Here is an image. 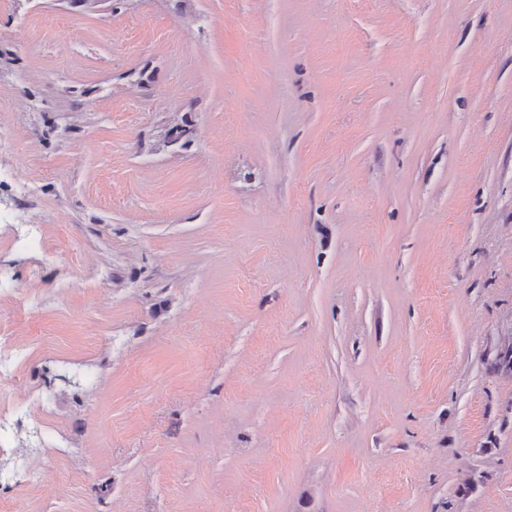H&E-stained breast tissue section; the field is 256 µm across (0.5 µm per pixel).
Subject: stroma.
I'll return each instance as SVG.
<instances>
[{
  "mask_svg": "<svg viewBox=\"0 0 512 512\" xmlns=\"http://www.w3.org/2000/svg\"><path fill=\"white\" fill-rule=\"evenodd\" d=\"M0 196L14 512H512V0H0ZM30 360V354L22 346L12 344L7 336H0V394H18L15 403L2 410L0 407V451L6 448L2 431H24L31 448H40L43 426L38 420L52 413L50 400L40 390L28 387L21 378V368ZM40 480V473L27 461L12 466L0 465V487L2 488L36 485Z\"/></svg>",
  "mask_w": 512,
  "mask_h": 512,
  "instance_id": "35a3bbf8",
  "label": "stroma"
}]
</instances>
